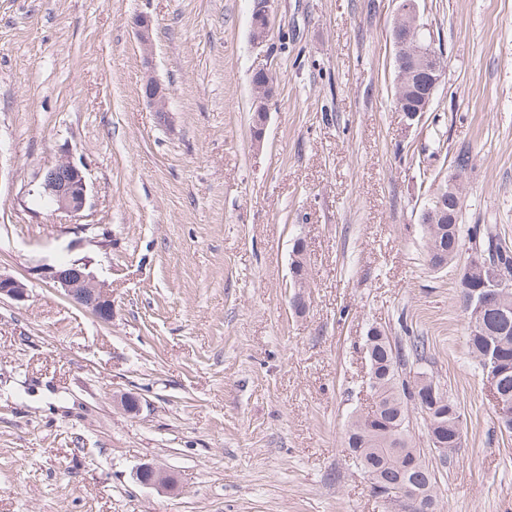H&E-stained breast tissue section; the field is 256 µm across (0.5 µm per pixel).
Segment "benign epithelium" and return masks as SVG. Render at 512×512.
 Returning a JSON list of instances; mask_svg holds the SVG:
<instances>
[{"label":"benign epithelium","instance_id":"7a95c632","mask_svg":"<svg viewBox=\"0 0 512 512\" xmlns=\"http://www.w3.org/2000/svg\"><path fill=\"white\" fill-rule=\"evenodd\" d=\"M273 0H252L251 39L256 44L267 40L272 28ZM137 37L145 59L153 53L152 21L146 15L134 19ZM393 28L403 31L395 40V69L397 72L394 99L404 118L415 123L421 120L429 107L433 94L445 77L442 49L436 46L431 36L421 38L427 29L421 21L419 0H401L399 13ZM252 83L254 92L252 140L261 146L265 137L269 101L274 93L273 74L260 68L255 71ZM423 84L427 88L419 107L407 110L400 107L413 85ZM144 98L154 112L166 117L167 96L162 84L152 75H145ZM467 170L456 169L448 183L438 187L424 205L422 223L432 233L429 251H435L438 225L448 222V200L462 202L460 185ZM39 197L58 212L78 214L87 203L88 187L82 171L69 159L62 158L44 168L40 174ZM471 258L462 269L467 306L482 311L496 304L501 291L512 287V275L496 264H492L477 251H470ZM44 278L60 287L65 295L88 309L99 321L112 322V294L88 271L85 263L72 260L66 264L49 265L44 268ZM27 297V285L10 275L0 274V300L23 301ZM140 484L150 488H165L173 485V478L164 471L146 465L136 472ZM385 502L394 512H429L431 505L422 497L414 484L390 486L379 489Z\"/></svg>","mask_w":512,"mask_h":512}]
</instances>
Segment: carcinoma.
Masks as SVG:
<instances>
[{"mask_svg": "<svg viewBox=\"0 0 512 512\" xmlns=\"http://www.w3.org/2000/svg\"><path fill=\"white\" fill-rule=\"evenodd\" d=\"M453 223L443 225L441 247L448 252V261L459 256L463 237L476 240L483 249L493 252L498 265L512 271V245L497 231L495 224H474L462 234V209H452ZM503 307L481 315L466 313L470 354L479 368H484L487 354L499 351L504 375L496 385L502 400L512 404V289L504 294ZM376 365L374 402L365 414L351 418L346 440L352 455L360 460L362 470L389 484L411 479L425 488L431 501H436L437 478L427 454L416 447L410 430L411 415L422 410L415 398L416 387L401 379L399 369L423 359L425 340L411 336L402 343L380 331L367 337ZM427 427L437 425L439 435L450 449L463 441L459 407L447 391L423 414Z\"/></svg>", "mask_w": 512, "mask_h": 512, "instance_id": "carcinoma-1", "label": "carcinoma"}]
</instances>
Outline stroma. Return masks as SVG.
<instances>
[{"label":"stroma","mask_w":512,"mask_h":512,"mask_svg":"<svg viewBox=\"0 0 512 512\" xmlns=\"http://www.w3.org/2000/svg\"><path fill=\"white\" fill-rule=\"evenodd\" d=\"M399 5L274 0L258 45L251 0H0V272L29 293L0 302V512H391L344 446L372 403L374 327L424 337L418 371L458 404L439 512H512V433L458 303L466 259L430 270L420 222L466 149L462 223L512 242V0H421L447 74L411 126L393 106ZM260 68L277 84L257 147ZM61 158L88 185L76 215L36 194ZM63 259L111 290V323L42 277ZM144 464L173 489L141 485ZM144 98L153 112L159 114L163 119L167 113V96L162 84L152 75H145L143 82Z\"/></svg>","instance_id":"35a3bbf8"}]
</instances>
